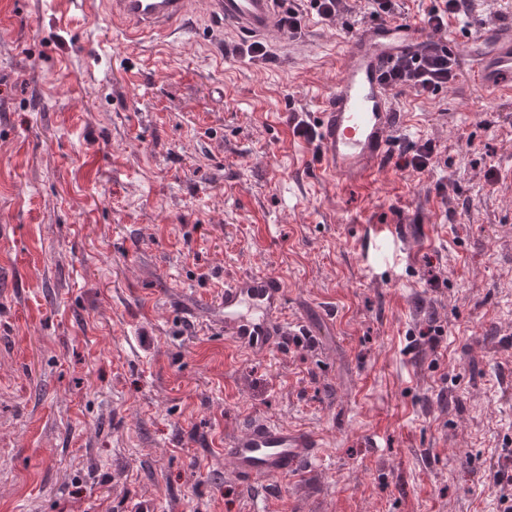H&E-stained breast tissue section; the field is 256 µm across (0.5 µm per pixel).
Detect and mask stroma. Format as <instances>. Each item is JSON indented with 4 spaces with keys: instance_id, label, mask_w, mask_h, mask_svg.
Returning <instances> with one entry per match:
<instances>
[{
    "instance_id": "1",
    "label": "stroma",
    "mask_w": 512,
    "mask_h": 512,
    "mask_svg": "<svg viewBox=\"0 0 512 512\" xmlns=\"http://www.w3.org/2000/svg\"><path fill=\"white\" fill-rule=\"evenodd\" d=\"M302 14L252 61L206 14L132 45L104 16L0 0V512H504L512 505V100L394 91L424 171L330 186L294 134L373 15ZM286 284L311 336L247 356L226 282ZM441 327L438 344L425 331ZM262 421L313 463L244 480ZM312 448H321L317 435L303 429L254 422L224 444V458L243 479L285 476L310 460Z\"/></svg>"
}]
</instances>
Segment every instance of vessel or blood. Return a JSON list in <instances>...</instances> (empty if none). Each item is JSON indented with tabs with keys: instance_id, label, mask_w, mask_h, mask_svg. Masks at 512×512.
<instances>
[{
	"instance_id": "b4317fda",
	"label": "vessel or blood",
	"mask_w": 512,
	"mask_h": 512,
	"mask_svg": "<svg viewBox=\"0 0 512 512\" xmlns=\"http://www.w3.org/2000/svg\"><path fill=\"white\" fill-rule=\"evenodd\" d=\"M238 37L293 44L283 22L284 0H102L114 28L129 40L175 36L198 2ZM427 31L409 23L367 20L345 40L344 62L314 113L316 162L331 183L362 186L388 164L400 114L382 75L402 52L417 49ZM467 74L489 99L512 98V25H491L455 38ZM224 333L239 350L267 353L284 333L286 292L279 277L249 273L224 286ZM317 435L255 422L224 444V457L243 479L287 475L318 447Z\"/></svg>"
}]
</instances>
